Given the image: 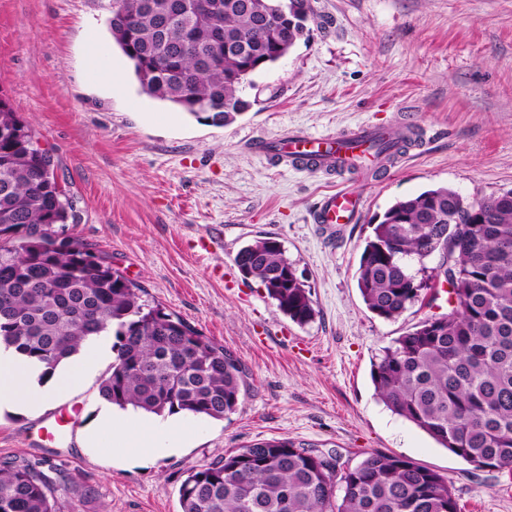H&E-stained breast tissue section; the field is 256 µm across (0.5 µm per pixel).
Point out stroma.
Masks as SVG:
<instances>
[{
	"mask_svg": "<svg viewBox=\"0 0 512 512\" xmlns=\"http://www.w3.org/2000/svg\"><path fill=\"white\" fill-rule=\"evenodd\" d=\"M293 50L255 76L252 108L225 126L142 92L108 28L111 0H0V92L54 155L87 245L145 296L223 345L248 392L214 420L187 416L194 438L164 456L85 448L98 380L32 415L0 409V458H47L96 491L85 512H180L190 467L257 440L288 438L355 463L395 454L447 479L458 512H512V474L478 470L393 415L374 394L381 349L431 312H371L357 270L376 215L447 186L475 200L512 190V0H310ZM116 73L118 84L105 76ZM412 119L420 149L373 177L347 176L357 223L331 236L311 214L334 186L278 168L253 149L293 129L333 135ZM284 244L316 310L300 325L234 258L259 235ZM212 239L210 252L194 244Z\"/></svg>",
	"mask_w": 512,
	"mask_h": 512,
	"instance_id": "obj_1",
	"label": "stroma"
}]
</instances>
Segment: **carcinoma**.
Masks as SVG:
<instances>
[{"instance_id":"cac0c4a2","label":"carcinoma","mask_w":512,"mask_h":512,"mask_svg":"<svg viewBox=\"0 0 512 512\" xmlns=\"http://www.w3.org/2000/svg\"><path fill=\"white\" fill-rule=\"evenodd\" d=\"M112 38L144 93L223 126L251 107L240 81L282 59L303 34L308 0H120ZM288 16L289 27L280 22ZM0 94V345L39 369L38 382L87 339L112 334L115 358L99 383L113 406L222 419L245 398L239 361L85 245L52 238L79 214L53 156ZM406 141L372 149L390 159ZM436 256L429 267L425 260ZM236 265L289 319L310 322L307 285L273 237H256ZM451 278L456 305L432 313L383 348L376 395L393 414L457 457L512 473V201L469 202L448 187L398 200L372 224L357 286L377 316L394 320L422 291ZM90 490L49 460L0 462V512H80ZM181 512H457L448 481L402 456L361 462L287 438L258 440L193 466Z\"/></svg>"}]
</instances>
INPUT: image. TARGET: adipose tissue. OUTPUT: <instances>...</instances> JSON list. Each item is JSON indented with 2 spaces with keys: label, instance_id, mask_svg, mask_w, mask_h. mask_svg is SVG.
Here are the masks:
<instances>
[{
  "label": "adipose tissue",
  "instance_id": "obj_1",
  "mask_svg": "<svg viewBox=\"0 0 512 512\" xmlns=\"http://www.w3.org/2000/svg\"><path fill=\"white\" fill-rule=\"evenodd\" d=\"M105 341V336L93 337L75 358L41 385L31 383L27 361L13 350L0 347V403L35 411L71 394L99 367ZM187 434L186 428L169 420L153 419L134 426L128 416L112 412L102 414L96 426L83 436L82 443L98 447L108 440L130 455L161 456L179 448Z\"/></svg>",
  "mask_w": 512,
  "mask_h": 512
}]
</instances>
